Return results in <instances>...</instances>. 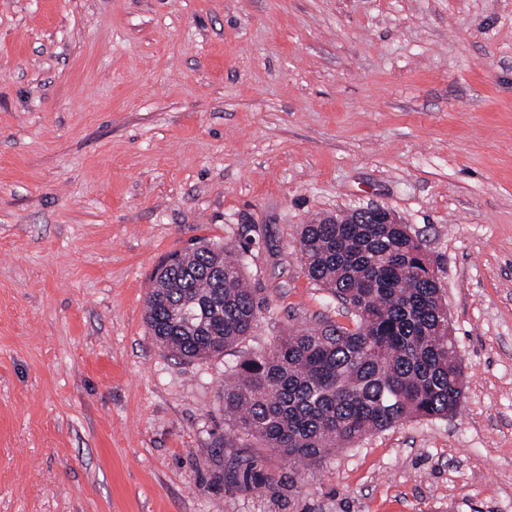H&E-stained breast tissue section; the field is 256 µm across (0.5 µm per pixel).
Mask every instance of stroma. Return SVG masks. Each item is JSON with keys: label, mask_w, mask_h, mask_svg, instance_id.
<instances>
[{"label": "stroma", "mask_w": 512, "mask_h": 512, "mask_svg": "<svg viewBox=\"0 0 512 512\" xmlns=\"http://www.w3.org/2000/svg\"><path fill=\"white\" fill-rule=\"evenodd\" d=\"M370 204L437 267L460 408L292 467L224 373L352 326L297 231ZM201 240L261 310L188 361L145 300ZM0 512H512V0H0Z\"/></svg>", "instance_id": "stroma-1"}]
</instances>
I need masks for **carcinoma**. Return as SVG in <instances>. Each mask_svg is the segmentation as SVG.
Segmentation results:
<instances>
[{"mask_svg": "<svg viewBox=\"0 0 512 512\" xmlns=\"http://www.w3.org/2000/svg\"><path fill=\"white\" fill-rule=\"evenodd\" d=\"M299 256L309 279L359 314L351 327L291 333L237 365L222 399L240 432L316 463L409 419L453 417L455 338L415 239L399 224H303ZM170 258L174 266L163 262L152 276L151 335L184 359L224 353L259 310L240 253L203 243Z\"/></svg>", "mask_w": 512, "mask_h": 512, "instance_id": "cac0c4a2", "label": "carcinoma"}]
</instances>
